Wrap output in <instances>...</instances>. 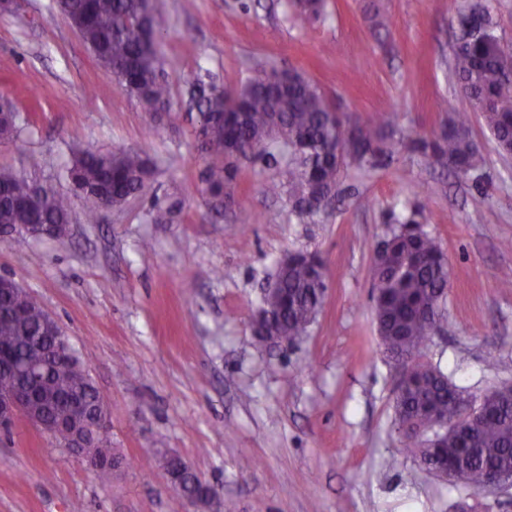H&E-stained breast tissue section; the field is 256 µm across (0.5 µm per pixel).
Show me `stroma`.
<instances>
[{"label":"stroma","instance_id":"stroma-1","mask_svg":"<svg viewBox=\"0 0 512 512\" xmlns=\"http://www.w3.org/2000/svg\"><path fill=\"white\" fill-rule=\"evenodd\" d=\"M169 99L143 111L72 29L54 0L0 12V101L20 130L0 167L61 194L73 151L137 148L156 165L146 191L68 236L0 238V275L37 296L85 361L125 465L111 482L26 422L0 434V512H512V488L475 491L428 471L395 422L399 371L373 319L368 267L391 212L423 205L450 269L440 330L423 351L465 397L512 385V158L480 113L469 132L481 171L457 175L414 150L454 115L450 71L471 0H329L324 21L290 18L289 0H158ZM305 73L349 122L395 112L407 134L385 165L344 171L327 216L298 223L274 175L243 163L222 212L202 192L193 84L244 82L258 63ZM181 200L171 224L155 202ZM258 215L237 221L240 211ZM321 257L327 292L299 343L251 329L277 262ZM180 456L223 494L193 508L164 459Z\"/></svg>","mask_w":512,"mask_h":512}]
</instances>
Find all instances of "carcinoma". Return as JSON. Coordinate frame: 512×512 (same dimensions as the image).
<instances>
[{"label": "carcinoma", "mask_w": 512, "mask_h": 512, "mask_svg": "<svg viewBox=\"0 0 512 512\" xmlns=\"http://www.w3.org/2000/svg\"><path fill=\"white\" fill-rule=\"evenodd\" d=\"M63 12L77 20L84 43L112 71L117 81L146 112L168 96L157 46L164 37V18L156 0H64ZM294 18L317 21L326 0H293ZM501 39L495 34L462 32L452 58L459 107L448 127L430 138L413 140L424 155L464 175L481 169V158L469 135L468 112L479 111L497 146L512 142V79L499 65ZM278 66L267 64L218 98L217 87L203 88L196 103V137L207 163L201 181L209 200L230 194L239 163L260 162L277 171L267 192L286 196L290 213L300 222L322 216L339 193L344 170L373 169L391 157L396 141L406 138L393 121L385 127L357 124L350 131L343 113L335 111L321 90L302 72L284 73L283 90L274 94L265 76ZM152 170L136 149L109 153L78 152L59 174L73 195L88 203L94 217L104 202L122 207L142 193ZM30 181L0 169V230L21 224H57L71 215V197L51 193L40 209L27 201ZM176 206L154 204L156 224L173 220ZM395 224L387 248L372 260L369 278L377 331L385 350L409 369L401 374L396 394V421L404 447L420 460L436 465L447 460L465 484L482 488L490 470H512V386L486 399L485 415L472 433L460 436L446 426L413 429V421L439 410L454 412L463 399L457 386L439 368L422 360V351L438 330L446 300L449 267L439 239L415 218H391ZM278 292L260 297L274 320L260 330L291 344L305 335L319 314L327 283L324 264L314 252L292 251L281 258L275 275ZM0 349L19 362L44 348V309L33 295L0 293ZM48 396L66 392L95 400L97 390L80 356L59 362L43 379Z\"/></svg>", "instance_id": "obj_1"}]
</instances>
